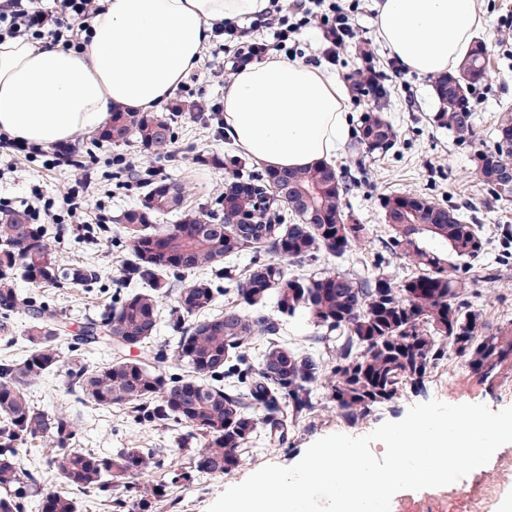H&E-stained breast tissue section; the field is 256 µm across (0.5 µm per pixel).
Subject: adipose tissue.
Listing matches in <instances>:
<instances>
[{"label": "adipose tissue", "mask_w": 512, "mask_h": 512, "mask_svg": "<svg viewBox=\"0 0 512 512\" xmlns=\"http://www.w3.org/2000/svg\"><path fill=\"white\" fill-rule=\"evenodd\" d=\"M83 52L0 43V133L41 146L97 130L108 112L160 110L198 66L215 24L263 14L267 0H99ZM483 23L477 0H381L378 39L431 76L466 59ZM340 80L276 55L224 85V126L261 167L330 163L350 129Z\"/></svg>", "instance_id": "obj_1"}]
</instances>
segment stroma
I'll return each mask as SVG.
<instances>
[{"label": "stroma", "instance_id": "stroma-1", "mask_svg": "<svg viewBox=\"0 0 512 512\" xmlns=\"http://www.w3.org/2000/svg\"><path fill=\"white\" fill-rule=\"evenodd\" d=\"M347 2L356 33L338 50L332 65L326 60L328 43L318 21L303 19L305 9L301 0H271L269 13L237 23L236 35L214 34L202 52L197 69L174 92L175 97L195 98L208 106L207 112L181 120L173 145L174 159L144 154L132 142L97 146L89 134L73 142L77 158L83 163L79 169L49 166L43 155L30 161L16 159L11 152L0 148V203L21 209L33 195H40L42 207L56 216L48 225L49 243L61 264L91 263L100 274L97 283L89 288L35 289L20 278L16 281L19 293L54 307L72 334L86 318L99 317L110 304L125 253L113 243L111 233L105 232L102 225L75 226L62 203L64 192L83 173H90L95 185L91 207L109 221L115 220L122 207L139 194L134 182L115 178L114 161L118 158L133 169L151 168L177 178L185 187L190 205L214 202L224 188V171L198 163L197 157L202 153H223L232 147L233 140L218 134L211 111L223 106L224 85L233 75L232 61L240 42L273 43L277 19L285 12L291 20L302 23L288 42L286 59L301 58L313 67L342 77L363 65L355 53L356 41L371 44L376 53L375 65L391 89L390 114L398 131L397 143L387 156L359 159L346 148L333 162L348 187L345 202L360 222L369 226V236L354 244L349 260L292 262L288 265L289 272L303 270L353 277L365 260L378 265L393 282H401L412 273L413 267L378 246L377 239L385 230L381 200L394 192L420 194L443 207L471 214L475 223L481 225L489 240V249L481 262L495 267L496 274L487 279L478 269L469 270L463 276L466 294L490 329L512 326V243L505 239L506 234H512V201L492 198L469 162L475 148L492 146V125L500 111L512 109V0H478L485 24L476 35L492 47L495 58L492 74L472 99L478 133L475 138L463 140L431 122L430 117L438 108L431 77L408 71L378 40L374 9L377 0ZM111 357V350L102 343L78 350L63 348L59 369L35 382L30 388V398L46 413L63 414L73 420L75 447L97 453L130 447L163 449L160 467L142 475L140 481L147 484L163 480L170 469L187 461L179 447L182 426L161 427L144 422L124 408L97 410L78 403L68 389L70 369L80 364L95 366ZM433 399L448 404L482 403L498 411L512 406V373L502 377L495 391L489 392L459 358L452 356L439 367L437 376L427 379L423 389L407 390L396 403L375 410L356 425L346 424L335 409L320 407L312 418L289 426L283 445H269L264 436H257L251 452L235 470L227 474H198L192 482L172 487L160 512H208L224 489L241 483L261 467L293 466L312 443L324 436L366 435L383 422L403 419L410 406ZM511 466L512 443H509L499 448L487 464L455 483L399 491L392 498L390 512H474L480 504L485 512H504L505 505L512 504V481H501L500 474Z\"/></svg>", "mask_w": 512, "mask_h": 512}]
</instances>
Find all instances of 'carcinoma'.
Listing matches in <instances>:
<instances>
[{
    "mask_svg": "<svg viewBox=\"0 0 512 512\" xmlns=\"http://www.w3.org/2000/svg\"><path fill=\"white\" fill-rule=\"evenodd\" d=\"M361 53L366 66L346 80L354 95L373 106L361 113L351 149L375 158L394 147L397 130L384 112L391 91L373 64V51ZM489 63L488 45L479 38L463 64L435 79L434 123L460 137L475 135L471 98L487 80ZM197 109L192 102L163 112L114 109L94 142L132 141L146 153L172 158L178 118ZM211 162L224 167V195L218 207L197 210L187 204L180 181L151 169L118 170L138 179L141 189L137 202L120 215L130 258L121 266L119 284L141 289L123 295L100 320H87L78 337L87 345L103 340L113 348L144 347L154 339L160 298L171 294V324L180 333L174 356L185 375H168L137 358L70 371L83 405L128 406L159 426L172 421L190 428L196 447L184 448L188 465L155 484L141 485L134 478L160 466L158 449L98 454L74 448L73 421L31 402L30 387L60 363L61 316L19 295L16 278L38 288H88L98 280V270L91 263L60 265L47 229L28 223L22 211L0 217V330L7 331L8 317L21 308L31 317L28 353L0 361V512L28 508L36 478L20 469L19 451L35 440L55 444L57 476L65 486L104 496L125 512H157L170 486L194 473L227 474L238 467L261 425L268 427L267 441L281 445L284 427L315 414L325 402L355 424L407 388H422L450 354L486 387L494 386L502 368L512 370V329L488 332L482 313L448 271V257L423 241L429 236L456 257L476 260L486 246L478 225L426 197L390 194L381 203L388 226L385 248L411 262L415 275L398 286L367 268L355 278L289 276L286 263L341 258L367 237V225L344 209L345 183L328 165L252 169L230 148ZM470 162L497 199L512 198V189L499 190L493 183L495 175L512 171V113L499 118L494 147L474 151ZM167 214L176 215L177 223L156 229L158 217ZM248 250L253 251L248 265L226 269V262ZM191 270L235 282L232 305L213 312L218 289L208 279L182 284L181 275ZM270 300L275 317L265 312ZM299 311L324 330L316 337L324 347L318 356L279 342L283 321ZM261 336L267 337V347L253 364L251 350ZM221 377L224 383H212ZM318 382L326 389L324 401L314 394ZM38 508L79 512V502L48 492Z\"/></svg>",
    "mask_w": 512,
    "mask_h": 512,
    "instance_id": "obj_1",
    "label": "carcinoma"
}]
</instances>
